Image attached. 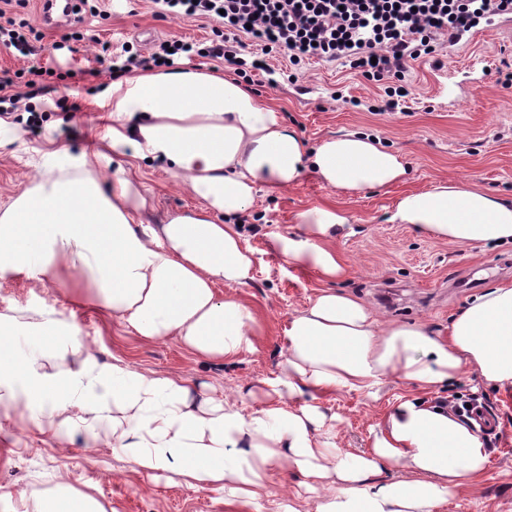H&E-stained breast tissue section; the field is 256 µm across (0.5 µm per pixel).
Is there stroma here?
<instances>
[{"label":"stroma","mask_w":512,"mask_h":512,"mask_svg":"<svg viewBox=\"0 0 512 512\" xmlns=\"http://www.w3.org/2000/svg\"><path fill=\"white\" fill-rule=\"evenodd\" d=\"M102 8L99 16L80 22L94 34V41L57 50L53 44L69 31V24L42 23L41 0H24L18 7L21 17L42 28L43 48L28 60L0 50V71L31 63L59 72L72 70L76 76L67 86L48 90L46 99L55 109L42 126H28L18 112L0 126V206L31 186L43 154L51 148L66 146L73 160L100 150L108 124L100 106L101 89L112 82L103 45L115 49L129 40L147 52L162 39L201 40L211 35V23L158 16L152 0H104ZM268 62L278 71L276 81L268 83L266 74L258 73L254 91L279 100L285 122L310 145L332 135L364 132L398 152L409 176L406 182L352 197L312 174L287 189L258 194L253 209L257 220L245 227L255 257L253 279L224 289L256 311L263 326L256 352L220 364L193 359L171 340L140 343L114 319L71 302L63 286L32 273L0 278V313L29 304L54 307L78 325L86 340L104 345L103 359L116 356L143 370L185 374L230 395L278 372L291 314L326 286L317 270L295 268L269 246L273 235L296 233L295 216L308 206H335L348 214L356 233L336 242L344 272L333 286L383 318L422 323L444 334L449 318L485 285L512 283V246L457 249L410 225L389 221L400 195L429 189L440 179H466L512 198V86H504L502 77L503 72L512 73V18L481 23L457 46L409 61V113L400 118L368 112L381 88L341 63L307 65L293 83L281 73L286 58L272 55ZM350 97L358 99V106L347 105ZM140 182L149 200L142 216L146 223L157 224L201 205L181 180L164 170L145 169ZM453 389L493 404L498 441L483 474L449 496L437 512H512V396L466 379L454 383ZM407 392V386L397 382L374 403L347 391L324 399V411L340 417L334 437L337 453L368 451L371 425ZM56 475L75 490L94 493L112 512H226L218 493L143 479L113 459L109 449L92 442L51 448L14 425L0 427V512H14L16 493L46 490Z\"/></svg>","instance_id":"obj_1"}]
</instances>
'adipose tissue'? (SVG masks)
<instances>
[{
	"instance_id": "1",
	"label": "adipose tissue",
	"mask_w": 512,
	"mask_h": 512,
	"mask_svg": "<svg viewBox=\"0 0 512 512\" xmlns=\"http://www.w3.org/2000/svg\"><path fill=\"white\" fill-rule=\"evenodd\" d=\"M105 98L108 145L125 164L108 174L94 154L72 169L43 165L0 209V276L32 272L61 283L80 271L72 301L104 311L140 342L171 339L198 360L232 362L256 350L255 312L221 288L253 279L254 252L237 219L262 189L291 187L311 171L351 195L408 176L399 154L367 134L310 148L276 100L216 69L148 70L113 81ZM147 165L179 177L201 207L143 223ZM390 221L457 248L512 244V199L466 180L406 192ZM296 222L298 235H273L271 248L335 279L342 266L330 242L351 232L347 214L314 205ZM287 337L278 373L262 379V398L250 405L180 374L104 361L56 309L15 308L0 313V421L62 448L111 438L113 457L133 472L219 493L229 512H247L285 464L318 499L317 512H436L484 472L479 434L433 396L464 375L512 392L511 284L475 296L444 336L380 320L328 287L291 316ZM396 380L415 391L371 426L369 450L332 453L322 400L354 391L375 402ZM18 501L21 512H107L62 481Z\"/></svg>"
}]
</instances>
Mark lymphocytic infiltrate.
<instances>
[{
  "label": "lymphocytic infiltrate",
  "mask_w": 512,
  "mask_h": 512,
  "mask_svg": "<svg viewBox=\"0 0 512 512\" xmlns=\"http://www.w3.org/2000/svg\"><path fill=\"white\" fill-rule=\"evenodd\" d=\"M0 0V47L36 54L43 35L26 19L6 12ZM158 15L215 22L212 38L165 39L150 53L125 42L112 56V73L156 67L161 61L205 59L232 66L244 80L266 70L267 55L283 54L290 66L313 61L350 65L363 78L384 82L375 114H397L410 91L406 63L433 53L443 35L458 44L481 22L512 14V0H153ZM50 73L30 66L0 73V118L42 111L38 96Z\"/></svg>",
  "instance_id": "f902f5d3"
}]
</instances>
